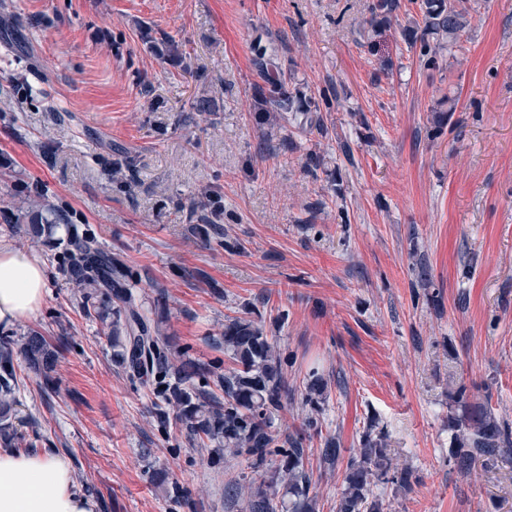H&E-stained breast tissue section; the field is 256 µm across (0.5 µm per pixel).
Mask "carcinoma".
I'll return each instance as SVG.
<instances>
[{
    "mask_svg": "<svg viewBox=\"0 0 512 512\" xmlns=\"http://www.w3.org/2000/svg\"><path fill=\"white\" fill-rule=\"evenodd\" d=\"M469 0H418L421 32L409 34L410 46L419 48V61L437 67L444 55L463 49L470 24ZM399 9V0H376L372 24H387ZM264 104L291 118L299 112H316L319 105L299 93L288 91L285 82L273 79L258 89ZM26 223H7L34 242H50L55 224L67 227L66 247L60 256L61 270L79 288L82 304L93 306L112 345V359L130 380L150 383L155 397L154 416L158 430L169 437L172 422L185 430L193 448H224L268 469L251 489L246 512H317L310 495L312 483L308 443L322 437L323 408L327 382L312 368L304 376L300 393L299 426L283 432L275 426L279 414L295 400L288 388L287 355L267 336L261 317L245 307L242 315L224 321V356L232 367L219 373L216 364L192 360L165 334L161 323L165 304L158 311L143 307L138 283L130 267L105 249L90 229L73 224L53 205L43 201L27 211ZM62 343L53 347L36 331L20 339L0 337V447L33 448L40 433L27 434L15 425L16 365L41 380L47 390L57 385L56 369ZM467 401L466 388L449 393L461 412L448 413L452 450L448 463L469 473L477 465L512 457V424L492 412L489 387ZM408 468L393 463L386 434L372 423L359 434V448L343 466V489L336 512H387L389 502L378 487L410 486Z\"/></svg>",
    "mask_w": 512,
    "mask_h": 512,
    "instance_id": "1",
    "label": "carcinoma"
}]
</instances>
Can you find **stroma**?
Masks as SVG:
<instances>
[{"label": "stroma", "mask_w": 512, "mask_h": 512, "mask_svg": "<svg viewBox=\"0 0 512 512\" xmlns=\"http://www.w3.org/2000/svg\"><path fill=\"white\" fill-rule=\"evenodd\" d=\"M373 0H0V239L40 256L48 293L10 328L73 340L47 392L18 370V417L66 454L98 512H245V457L162 440L151 387L112 360L61 248L9 232L44 196L131 267L145 307L193 359L243 306L293 356L317 360L323 430L343 455L367 421L414 478L391 512H512V463H448L449 391L486 384L512 422V0H480L465 54L420 64L403 34L366 29ZM185 52L169 60L150 41ZM337 94L320 126L254 110L267 74ZM208 97L212 113L191 112ZM320 160L306 168L308 154ZM129 157L133 176L110 173ZM428 264L429 279L417 264ZM314 439L310 492L336 512L341 468ZM166 473L187 498L151 478Z\"/></svg>", "instance_id": "stroma-1"}]
</instances>
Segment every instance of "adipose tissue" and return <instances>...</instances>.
Masks as SVG:
<instances>
[{"label": "adipose tissue", "instance_id": "obj_1", "mask_svg": "<svg viewBox=\"0 0 512 512\" xmlns=\"http://www.w3.org/2000/svg\"><path fill=\"white\" fill-rule=\"evenodd\" d=\"M46 292L43 261L0 242V328L35 315ZM97 508L96 501L78 487L69 456L0 449V512H96Z\"/></svg>", "mask_w": 512, "mask_h": 512}]
</instances>
